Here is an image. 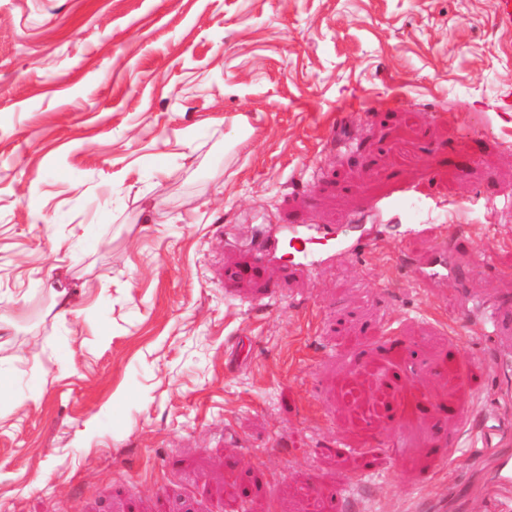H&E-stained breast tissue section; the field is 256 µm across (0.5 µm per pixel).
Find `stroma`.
<instances>
[{
	"label": "stroma",
	"mask_w": 512,
	"mask_h": 512,
	"mask_svg": "<svg viewBox=\"0 0 512 512\" xmlns=\"http://www.w3.org/2000/svg\"><path fill=\"white\" fill-rule=\"evenodd\" d=\"M269 224L335 225L316 276L246 275ZM444 232L493 259L419 297ZM505 297L491 0H0V512H512V354L435 321Z\"/></svg>",
	"instance_id": "stroma-1"
}]
</instances>
